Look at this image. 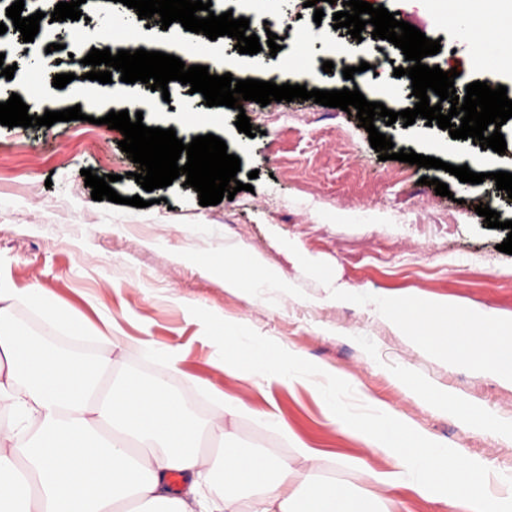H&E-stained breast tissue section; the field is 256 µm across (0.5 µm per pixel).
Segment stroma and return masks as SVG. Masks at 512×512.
Wrapping results in <instances>:
<instances>
[{"label": "stroma", "instance_id": "obj_1", "mask_svg": "<svg viewBox=\"0 0 512 512\" xmlns=\"http://www.w3.org/2000/svg\"><path fill=\"white\" fill-rule=\"evenodd\" d=\"M211 2L217 15L227 10L237 17L260 10L277 15L274 32L283 39L278 53L265 48L255 57L238 53L232 40L218 37L208 62L214 74H221V61L228 58L241 78H265L270 66L284 83L329 91L355 87L368 101L388 109L414 107L409 92L392 100L374 91L375 86L395 84L393 70L403 64L399 48L386 46L374 68L351 79L338 71L322 72L323 62L335 60L336 46L353 43L346 29L335 28L327 2L318 23L304 0ZM370 2L399 11L402 20L439 40L437 62L461 71L463 83L502 84L512 99V77H501L498 54H466L443 0L401 10L393 0ZM24 3L25 11L43 13L33 51L44 53L61 30L68 34L66 47L53 52L55 66L44 72L33 68L30 59L10 53L21 33L8 29L0 37V47L7 50L1 61L15 72L10 80L0 76V102L8 100L12 86L27 83L34 89L25 98L30 114H44V101L51 98L60 110L80 106L85 118L48 128L0 125V277L21 296L39 285L84 326L80 335L56 332L61 349L99 358L110 352L101 336L119 335L124 341L122 372L114 383L126 377L167 376L172 391L190 401L191 418L199 425L212 417L211 393L241 399L248 413L224 419L240 448L291 453L289 441L255 419L272 412L319 451L326 476L365 487L363 476L351 467L358 457L369 459L376 470L393 471L389 455L371 453L332 424L312 386L259 381L246 371L217 367L224 326L237 324L269 340L272 360L296 354L304 366L328 369L347 381L346 402L354 414L371 415L375 404L387 407L446 448L489 460L512 474V434L465 429L457 417L411 396L406 381L413 378L483 406L504 422L512 421V388L415 348L374 311L375 300L383 297L419 296L445 298L512 320V255L497 249L507 232L487 227L475 211L485 203L501 220H512V204L488 195L496 186L494 172L512 173V119L501 127L507 144L502 155L451 138L422 118L407 127L375 119V127L391 137L395 149L455 166L468 156L477 159L476 170L486 179L470 184L441 169L380 160L356 116L337 108L310 100L265 106L247 101L239 111L209 107L202 95L182 84L171 87L165 105L161 91L137 84L141 97L160 103L159 110L144 113L145 126L171 127L180 137L218 136L228 153L240 158L236 178L251 183L252 191L204 207L182 180L150 192L136 183L138 166L121 151V133L100 122L110 111L126 109L123 96L99 97L72 82L62 89L53 85L54 75L73 72L75 61L91 49H104L97 36L103 15L126 12L122 0H112L106 10L96 0H84L82 19L63 22L48 18L58 0ZM241 113L259 128V135L251 138L238 131L235 121ZM87 169L99 176L116 175L112 187L124 203L92 200L83 176ZM432 178L448 185L450 197L436 195L428 184ZM134 195L146 200V207L127 205ZM228 253L243 264L255 262L277 271L287 290L267 289L256 296L231 290L221 273H204L198 265L202 259L222 262ZM340 286L352 296L343 305L336 302ZM143 339L175 349L177 370L140 353L137 345Z\"/></svg>", "mask_w": 512, "mask_h": 512}]
</instances>
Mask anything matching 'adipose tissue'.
<instances>
[{
  "instance_id": "obj_1",
  "label": "adipose tissue",
  "mask_w": 512,
  "mask_h": 512,
  "mask_svg": "<svg viewBox=\"0 0 512 512\" xmlns=\"http://www.w3.org/2000/svg\"><path fill=\"white\" fill-rule=\"evenodd\" d=\"M490 8L502 19L512 18V0H470L462 15L448 20L457 25L459 38L471 43ZM17 301L0 281V413L14 418L0 425V512H394L393 491L402 484L449 512H512V496L487 489L492 476L511 488V474L495 473L491 462L430 439L419 451L400 450L399 439L409 429L397 414L380 408L370 419L353 416L340 399L346 381L321 368L303 371L297 356L284 363L252 362L250 373L260 380L316 386L330 420L391 456L395 472H379L357 459L363 476L379 487L375 494L360 493L323 476L319 455L293 440L278 415L263 413L261 425L292 440L293 456L259 457L227 445L221 490L204 494L212 470L197 446L204 429L190 420L187 402L166 379L128 378L121 387L104 388L103 376L119 373V360L80 361L52 341H34L14 321ZM376 312L433 357L512 386L511 321L420 297L386 298ZM452 318L477 331V338L452 336ZM298 459L306 461L305 469H295ZM174 473L184 478L178 494L168 483Z\"/></svg>"
}]
</instances>
